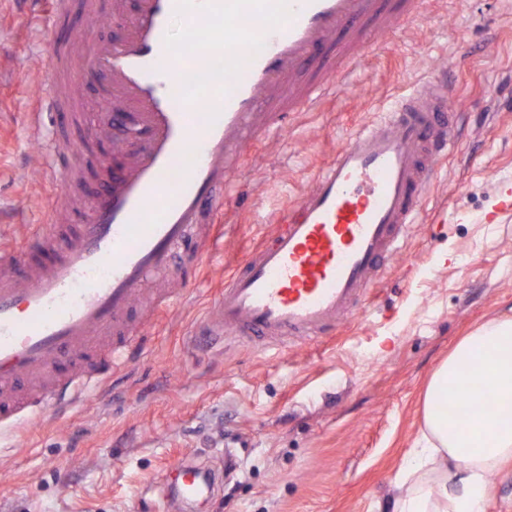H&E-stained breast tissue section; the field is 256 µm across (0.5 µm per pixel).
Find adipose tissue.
Segmentation results:
<instances>
[{
  "label": "adipose tissue",
  "instance_id": "1",
  "mask_svg": "<svg viewBox=\"0 0 512 512\" xmlns=\"http://www.w3.org/2000/svg\"><path fill=\"white\" fill-rule=\"evenodd\" d=\"M479 378L468 411L451 414L448 394ZM512 461V318L464 337L434 371L418 446L397 482L390 512H485L488 476Z\"/></svg>",
  "mask_w": 512,
  "mask_h": 512
}]
</instances>
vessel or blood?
Returning a JSON list of instances; mask_svg holds the SVG:
<instances>
[{
    "mask_svg": "<svg viewBox=\"0 0 512 512\" xmlns=\"http://www.w3.org/2000/svg\"><path fill=\"white\" fill-rule=\"evenodd\" d=\"M54 34L41 103L74 124L77 105L59 84L110 77L94 127L52 139L46 172L65 173L80 146L99 139L127 112L138 135L117 149L122 162L85 203V218L50 262L38 261L44 233L26 257L0 247V423L25 411L12 397L22 377L43 381L34 400L43 411L77 402L128 358L141 326L126 314L154 274L166 269L189 231L204 232L190 253L201 268L221 237L224 188L240 172L253 138L275 129L284 113L345 85L347 71L322 55L338 46L358 66L376 38L416 18L423 0H86L89 18L118 20L105 44L83 42V61L58 32L73 0H29ZM187 46L170 37L174 19ZM448 83L433 79L394 112L363 124L308 191L276 220L272 244L252 249L213 299L202 336L286 347L323 335L351 314L399 255L426 184L454 137ZM71 357L90 361L86 379L61 377ZM176 496L214 492L222 475L185 463Z\"/></svg>",
    "mask_w": 512,
    "mask_h": 512,
    "instance_id": "obj_1",
    "label": "vessel or blood"
}]
</instances>
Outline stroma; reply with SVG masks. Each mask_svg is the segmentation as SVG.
<instances>
[{"label":"stroma","mask_w":512,"mask_h":512,"mask_svg":"<svg viewBox=\"0 0 512 512\" xmlns=\"http://www.w3.org/2000/svg\"><path fill=\"white\" fill-rule=\"evenodd\" d=\"M49 37L22 0H0V240L25 247L57 196L66 228L106 174L120 126L91 165L43 179L57 117L28 124L30 72ZM455 88V143L426 186L404 252L349 320L314 341L259 350L196 341L216 289L362 124L437 72ZM354 90L259 137L224 196V244L158 318L135 359L63 414L0 431V512H180L176 463L224 469L188 512H372L394 493L423 424L424 392L456 343L512 317V0H425L420 19L365 49Z\"/></svg>","instance_id":"obj_1"}]
</instances>
